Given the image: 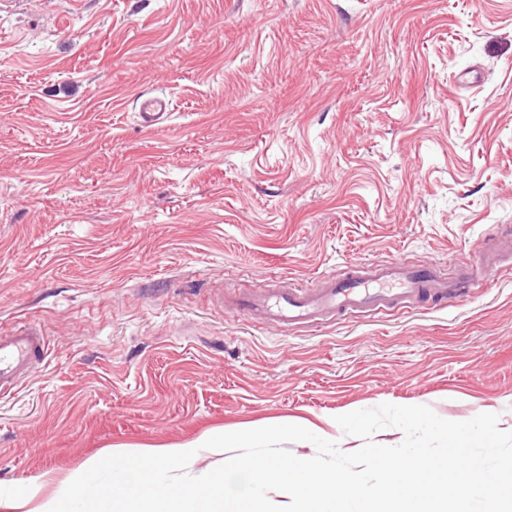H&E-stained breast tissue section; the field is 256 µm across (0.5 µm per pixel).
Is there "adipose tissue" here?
<instances>
[{
  "instance_id": "ef3b65f1",
  "label": "adipose tissue",
  "mask_w": 512,
  "mask_h": 512,
  "mask_svg": "<svg viewBox=\"0 0 512 512\" xmlns=\"http://www.w3.org/2000/svg\"><path fill=\"white\" fill-rule=\"evenodd\" d=\"M240 442V437L216 432L151 455H104L87 470L85 482H93V493L84 494L85 482L51 480L43 474L37 476V484L53 483V491L39 499L17 497L12 506L17 512H69L70 502L83 496L88 512H257L255 505L225 498L220 474H211L201 487L192 481L172 485L164 478L167 471L194 463L203 450L216 453ZM107 470L112 473L111 483L97 484L98 473Z\"/></svg>"
}]
</instances>
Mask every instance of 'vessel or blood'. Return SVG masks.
<instances>
[{"instance_id": "obj_1", "label": "vessel or blood", "mask_w": 512, "mask_h": 512, "mask_svg": "<svg viewBox=\"0 0 512 512\" xmlns=\"http://www.w3.org/2000/svg\"><path fill=\"white\" fill-rule=\"evenodd\" d=\"M170 112L171 103L165 96L143 97L139 103V123L147 129L155 128ZM497 268L483 247L470 253L466 272L456 279L440 277L429 265L401 261L358 265L344 274L326 276L321 288H272L240 297L234 307L244 314L264 316L272 325L286 329L336 315L376 314L432 296L445 298L453 305L486 283ZM47 353L44 336L33 328L0 331V395L41 368Z\"/></svg>"}]
</instances>
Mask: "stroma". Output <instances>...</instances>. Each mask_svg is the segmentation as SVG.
Listing matches in <instances>:
<instances>
[{
  "instance_id": "stroma-1",
  "label": "stroma",
  "mask_w": 512,
  "mask_h": 512,
  "mask_svg": "<svg viewBox=\"0 0 512 512\" xmlns=\"http://www.w3.org/2000/svg\"><path fill=\"white\" fill-rule=\"evenodd\" d=\"M509 232L512 0H7L0 330L49 349L0 397V512L216 429L351 452L336 416L392 403L512 430V268L309 329L216 303L399 258L448 275ZM138 119L142 127L153 129L164 121L171 112V103L163 95L139 97Z\"/></svg>"
}]
</instances>
